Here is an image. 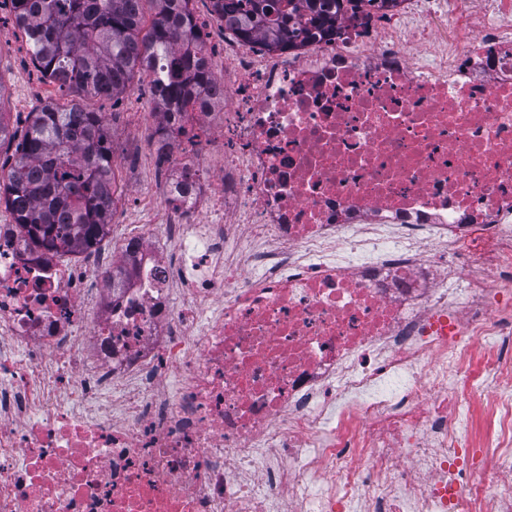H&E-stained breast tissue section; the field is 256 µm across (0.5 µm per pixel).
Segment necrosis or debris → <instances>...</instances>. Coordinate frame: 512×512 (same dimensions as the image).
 Masks as SVG:
<instances>
[{"label":"necrosis or debris","mask_w":512,"mask_h":512,"mask_svg":"<svg viewBox=\"0 0 512 512\" xmlns=\"http://www.w3.org/2000/svg\"><path fill=\"white\" fill-rule=\"evenodd\" d=\"M336 28L144 104L120 253L0 231V512H512V0Z\"/></svg>","instance_id":"necrosis-or-debris-1"}]
</instances>
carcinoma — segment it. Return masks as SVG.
I'll return each mask as SVG.
<instances>
[{"mask_svg":"<svg viewBox=\"0 0 512 512\" xmlns=\"http://www.w3.org/2000/svg\"><path fill=\"white\" fill-rule=\"evenodd\" d=\"M154 14L145 24L143 4ZM35 67L68 93L116 98L150 78L163 112H180L212 83L192 0H9ZM376 0H209L247 45L281 50L336 35V22ZM0 88V201L31 253L74 254L100 244L114 214L106 118L80 103L45 104L11 131Z\"/></svg>","mask_w":512,"mask_h":512,"instance_id":"1","label":"carcinoma"}]
</instances>
